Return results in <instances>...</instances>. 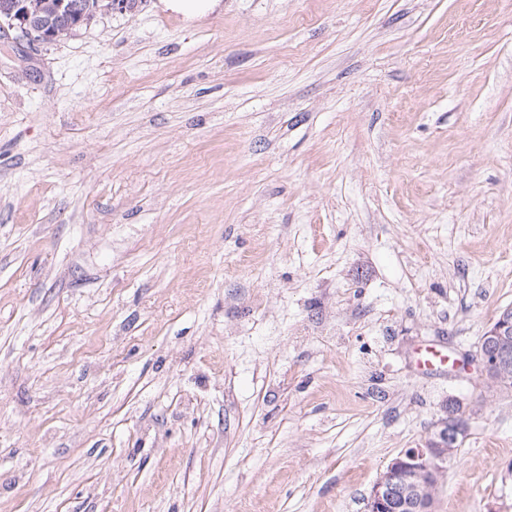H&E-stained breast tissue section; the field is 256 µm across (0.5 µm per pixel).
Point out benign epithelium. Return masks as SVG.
I'll return each mask as SVG.
<instances>
[{
    "instance_id": "benign-epithelium-1",
    "label": "benign epithelium",
    "mask_w": 512,
    "mask_h": 512,
    "mask_svg": "<svg viewBox=\"0 0 512 512\" xmlns=\"http://www.w3.org/2000/svg\"><path fill=\"white\" fill-rule=\"evenodd\" d=\"M65 0H17L0 7V35L16 33V39L31 46L58 41L60 31L51 26L61 15ZM512 334V316H503L480 337L477 360L480 370L499 387L512 385L495 377L498 358L490 350L497 337ZM468 428L463 405L448 404V414L439 419L436 431L423 448H406L392 459L369 493L367 512H435V491L439 477L436 462L449 460L457 451L460 438Z\"/></svg>"
}]
</instances>
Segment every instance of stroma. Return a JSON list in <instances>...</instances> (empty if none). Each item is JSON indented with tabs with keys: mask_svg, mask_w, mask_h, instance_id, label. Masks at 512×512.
<instances>
[{
	"mask_svg": "<svg viewBox=\"0 0 512 512\" xmlns=\"http://www.w3.org/2000/svg\"><path fill=\"white\" fill-rule=\"evenodd\" d=\"M134 2L0 43V512H364L453 401L512 512V0ZM511 334L512 316L506 317V315H504L485 330L483 336L480 337L476 354L482 374H485L488 379H490L493 383H496L500 388L510 390V384L495 377L494 365L497 363L498 358L496 357L495 353L490 350V344L498 336L500 337L503 335ZM417 365L422 372H436L451 361V355L445 346L430 343L417 349Z\"/></svg>",
	"mask_w": 512,
	"mask_h": 512,
	"instance_id": "35a3bbf8",
	"label": "stroma"
}]
</instances>
